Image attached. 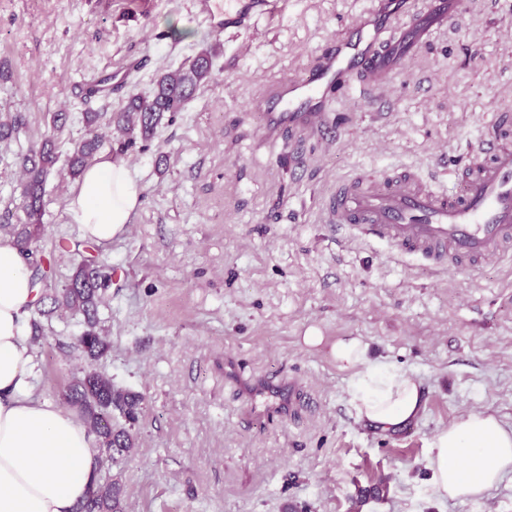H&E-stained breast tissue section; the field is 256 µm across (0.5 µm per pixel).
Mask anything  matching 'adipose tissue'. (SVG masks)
Instances as JSON below:
<instances>
[{
	"label": "adipose tissue",
	"mask_w": 512,
	"mask_h": 512,
	"mask_svg": "<svg viewBox=\"0 0 512 512\" xmlns=\"http://www.w3.org/2000/svg\"><path fill=\"white\" fill-rule=\"evenodd\" d=\"M142 188L125 164L109 159L87 167L68 210L87 238L106 244L125 233ZM37 299L17 243L0 238V512H74L98 467L94 434L76 413L34 394L27 316ZM357 337L337 340V362L365 364L352 384L360 418L389 430L417 420L426 400L411 374L366 365ZM430 468L440 496L476 500L512 471V427L473 412L440 430Z\"/></svg>",
	"instance_id": "1"
}]
</instances>
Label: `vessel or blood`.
Masks as SVG:
<instances>
[{"label": "vessel or blood", "mask_w": 512, "mask_h": 512, "mask_svg": "<svg viewBox=\"0 0 512 512\" xmlns=\"http://www.w3.org/2000/svg\"><path fill=\"white\" fill-rule=\"evenodd\" d=\"M466 18L462 0H373L337 35L332 50L302 75L276 84L255 103L274 126L333 139L351 116L331 110L353 88L380 94L409 59ZM330 224L390 253L441 271L512 257V107L495 112L451 184L424 182L417 170L338 182L325 206ZM294 383L265 387L261 411L285 416Z\"/></svg>", "instance_id": "b4317fda"}]
</instances>
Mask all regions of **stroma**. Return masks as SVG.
<instances>
[{"label": "stroma", "mask_w": 512, "mask_h": 512, "mask_svg": "<svg viewBox=\"0 0 512 512\" xmlns=\"http://www.w3.org/2000/svg\"><path fill=\"white\" fill-rule=\"evenodd\" d=\"M366 2L278 0L273 13L217 32L197 0H0V121L21 120L0 139V225L24 222L20 161L51 139L57 161L31 243L51 261L38 293H63L83 262L113 274L99 360L77 346L81 315L30 310L43 325L31 345L35 391L65 407L68 385L93 369L142 396L136 454L106 471L125 512H512V474L460 501L438 496L429 469L434 435L463 415L512 426V264L444 273L351 242L324 212L337 180L355 174L411 167L447 178L512 104V15L468 0L471 20L381 100L354 92L339 102L352 121L335 144L291 149L287 128H266L252 109L310 68ZM210 48L209 83L151 140L121 149L111 116ZM137 59L143 67L126 71ZM92 81L103 88L94 97ZM89 112L99 115L92 127ZM95 132L100 155L124 162L143 188L127 231L105 245L67 210L77 187L68 159ZM312 330L321 344H305ZM348 336L364 340L368 363L421 382L418 420L384 432L358 417L356 372L331 356ZM228 356L246 378H296L308 406L285 421L251 412L224 377Z\"/></svg>", "instance_id": "35a3bbf8"}]
</instances>
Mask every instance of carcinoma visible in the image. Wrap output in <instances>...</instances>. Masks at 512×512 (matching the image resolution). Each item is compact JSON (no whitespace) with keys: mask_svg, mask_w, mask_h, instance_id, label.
<instances>
[{"mask_svg":"<svg viewBox=\"0 0 512 512\" xmlns=\"http://www.w3.org/2000/svg\"><path fill=\"white\" fill-rule=\"evenodd\" d=\"M212 51L201 52L187 69L168 70L157 79L153 94L149 97L131 95L127 104L115 118V129L120 135H128L124 147L135 144V130H140L144 139H149L166 112H181L210 78ZM101 145L98 135L82 142L69 162L70 174L80 176L91 163ZM56 157L45 143L22 160L23 197L28 223L15 230L16 241L22 245L29 266L47 277L44 259L29 246L32 233L29 226L40 223L42 193L45 177ZM112 287V274L101 268L82 264L78 266L71 283L62 298H52V303H62L66 308L84 316L86 331L79 338V346L85 356L97 360L105 353L107 344L96 331L99 304ZM66 400L81 409L83 417L96 435L99 451V467L129 459L136 448L133 428L138 420L141 404L139 395L117 389L112 379L89 370L74 379L66 390ZM123 418L124 423L117 422ZM75 512H124L122 492L115 482L97 479L87 496L78 503Z\"/></svg>","mask_w":512,"mask_h":512,"instance_id":"1","label":"carcinoma"}]
</instances>
